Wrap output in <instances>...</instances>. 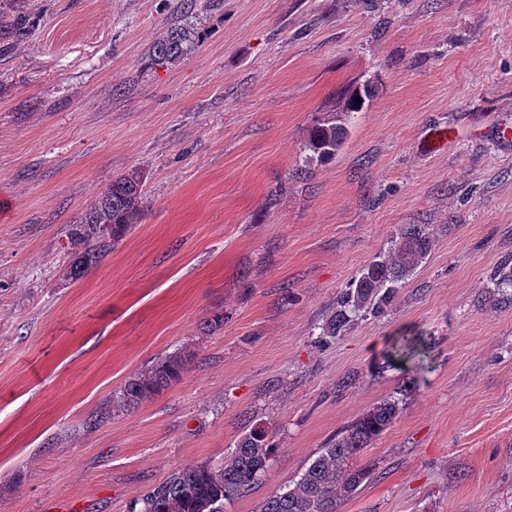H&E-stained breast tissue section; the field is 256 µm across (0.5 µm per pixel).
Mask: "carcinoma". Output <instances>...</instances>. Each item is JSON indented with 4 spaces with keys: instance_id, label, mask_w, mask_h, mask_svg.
Masks as SVG:
<instances>
[{
    "instance_id": "1",
    "label": "carcinoma",
    "mask_w": 512,
    "mask_h": 512,
    "mask_svg": "<svg viewBox=\"0 0 512 512\" xmlns=\"http://www.w3.org/2000/svg\"><path fill=\"white\" fill-rule=\"evenodd\" d=\"M197 0H180L181 23L169 27L154 42L150 61L154 66H171L188 56L203 40L202 32L189 21ZM16 0H0V54L9 52L37 23L36 16L19 10ZM368 81L348 92L324 118L308 129L303 165L336 157L348 136L347 119L360 111L372 96ZM144 175L134 169L112 180L96 202L73 220L74 235L84 245L69 275L78 276L98 262L101 252L115 244L142 214ZM432 246L426 224H406L392 237L388 250L369 261L359 276L342 289L333 311L322 327L324 340L347 331L364 313L380 314L413 270L428 256ZM500 302L512 304V260L494 274ZM406 360H422L424 345L405 339L395 350ZM182 352L169 354L131 377L112 394V407L128 410L159 394L178 380L188 364ZM398 398H385L363 411L320 449L292 486L267 497L259 512H337L338 505L355 496L371 480L375 469L355 466L353 460L384 434L400 414ZM274 448L269 433L256 427L237 442L224 462L186 465L175 470L142 501L140 512H224V503L251 494L268 470Z\"/></svg>"
}]
</instances>
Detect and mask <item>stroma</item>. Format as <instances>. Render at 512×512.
Masks as SVG:
<instances>
[{"label": "stroma", "mask_w": 512, "mask_h": 512, "mask_svg": "<svg viewBox=\"0 0 512 512\" xmlns=\"http://www.w3.org/2000/svg\"><path fill=\"white\" fill-rule=\"evenodd\" d=\"M19 4L42 21L0 56V512H132L261 426L272 464L224 506L258 512L396 394L359 458L378 476L339 512H512V306L493 286L512 258V0H197L206 41L156 69L172 0ZM369 80L336 158L302 166L313 121ZM134 169L141 221L70 278L74 218ZM403 224L429 226L426 262L322 342ZM406 334L428 357L387 366ZM175 351L180 381L109 411Z\"/></svg>", "instance_id": "obj_1"}]
</instances>
